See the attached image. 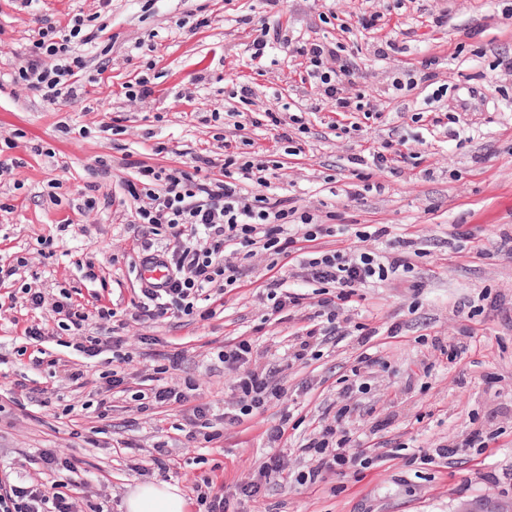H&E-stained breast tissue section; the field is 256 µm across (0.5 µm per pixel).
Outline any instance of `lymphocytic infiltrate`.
I'll return each mask as SVG.
<instances>
[{"label":"lymphocytic infiltrate","instance_id":"obj_1","mask_svg":"<svg viewBox=\"0 0 512 512\" xmlns=\"http://www.w3.org/2000/svg\"><path fill=\"white\" fill-rule=\"evenodd\" d=\"M97 14L76 13L66 24L50 18L38 20L30 47L11 77L0 76L5 85L24 88L43 102L56 105L78 99L87 69L86 52L95 48L103 31ZM251 44V56L262 59L271 43H278L301 57L307 64L310 87L331 112L347 115L362 113L364 118L378 111L365 93H348L355 67L342 56L340 47L316 40L294 41L257 25ZM413 149L404 141H385L365 155L351 159L354 174L368 180L370 172H394L398 161L414 158ZM134 172L123 188L134 200V221L149 229V236L138 239L133 251L137 260L162 259L168 270L163 287L141 290L134 303V320L145 323L165 316L209 319L216 315L217 304L227 289L237 287L246 272L238 255L270 257L272 271L266 289L269 315L280 316L301 305V294L285 290L278 271L291 261H299L310 283L321 286L318 308L299 333L288 353L290 362H303L316 353L327 337L340 330L338 312L350 304L360 288L387 281L398 272H411L412 259L419 250L414 241H394L393 255L383 256L358 248L325 250L319 240L331 236V225L318 221L314 214L296 206L294 199L268 193L269 177L279 169L276 160L251 159L240 153L219 157L203 150L181 166L152 165L132 157L122 160ZM167 235L164 250H155L152 236ZM22 298L33 310L50 309L61 330L67 331L68 346L81 355L94 358L104 349L101 337L86 334L85 327L96 321L111 328L114 311L106 304L85 306L64 298L47 303L41 289L23 284ZM253 346L242 339L218 351L225 368L235 371L232 385L234 402L215 413L211 404L200 403L190 410L188 435L207 443L219 441L222 425L266 411L285 395L274 380L273 368L254 363ZM349 406H341L331 422L325 423L300 446L310 457L307 470L297 472L298 484H313L328 472L338 474L377 462L370 445L354 442L348 427ZM44 467L59 476L51 485L27 482H0V512H81L78 502L80 482L73 476L78 470L74 459L54 450L40 454Z\"/></svg>","mask_w":512,"mask_h":512}]
</instances>
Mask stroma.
<instances>
[{"label":"stroma","mask_w":512,"mask_h":512,"mask_svg":"<svg viewBox=\"0 0 512 512\" xmlns=\"http://www.w3.org/2000/svg\"><path fill=\"white\" fill-rule=\"evenodd\" d=\"M97 6V0H39L30 11L19 0H0V38L21 51L35 15L63 22ZM511 7L512 0H288L283 8L269 0H112L101 37L110 50L90 56L94 81L83 96L56 112L22 88L0 95V136L19 134L8 155L23 161L0 177V203L9 206L0 211V263L28 258L47 301L65 291L78 303L99 300L118 313L131 312L141 283L128 271L136 227L134 205L121 188L127 174L101 172L96 159L141 158L162 141L173 162L190 161L205 148L281 160L272 189L318 219L335 213L336 234L325 238L326 248L361 244L383 252L385 244L358 242L356 233L384 224L390 240L415 239L422 251L413 272L362 289L338 315L349 331L357 324L382 332L394 323L400 327L398 337L381 345V365L361 371L368 392L347 402L352 431L371 437L380 456L371 468L329 473L313 486L294 480L309 466L297 452L299 439L345 403L342 381L362 348L355 337L334 336L307 363L286 366L282 355L318 297L298 265L285 267L287 283L306 299L289 317L264 321L268 258L260 255L244 285L225 294L215 317L129 322L127 386L113 393L105 420L96 418L91 404L111 352L88 361L82 387L63 373L31 370L18 353L31 316L0 308V479L37 476L36 456L55 449L78 460L80 477L89 483L90 512H123L126 495L144 481L133 464L164 443L175 461L164 480L184 496L192 494L201 461L220 462L217 480L230 498L229 512H454L464 499L512 498V255L499 249L501 234L512 232V76L493 68L497 58L512 57V19L504 17ZM365 10L381 14V28L357 30ZM200 19L205 27H197ZM252 19L293 38L342 45L356 67V89L371 97L380 119L326 109L306 113V132L293 135L304 152L286 155L262 115L268 110L289 123L313 91L304 65L280 49L251 59ZM390 39L397 51L380 56ZM428 59L436 62L433 85L394 89L395 78L418 73ZM140 72L149 73L154 93L134 102L122 86ZM242 84L251 88L249 100L236 95ZM189 87L196 90L194 100L181 99L179 90ZM215 108L224 115L220 141L204 120ZM441 112L454 115L455 123L434 125ZM116 116L123 133L103 131ZM64 121L71 133L60 131ZM387 138L418 146L420 157L399 163L394 175L374 172L384 192L364 191L350 158ZM33 145L43 147V155L30 153ZM54 180L63 184L58 205L47 197ZM90 187L112 198L108 211L78 213ZM434 336L467 341L469 348L448 361L428 345ZM239 338L251 340L257 363L277 368L276 379L287 390L284 405L298 408L303 419L278 449L288 475L272 478L254 497L239 496L237 488L255 475L278 408L226 427L220 447L200 448L183 432L190 404L165 405L146 417L135 401L156 366L175 355L172 379L198 385L191 404L230 402L235 374L216 355ZM21 379L31 397L21 396ZM476 428L489 435L487 448L421 461L422 450L461 440Z\"/></svg>","instance_id":"35a3bbf8"}]
</instances>
